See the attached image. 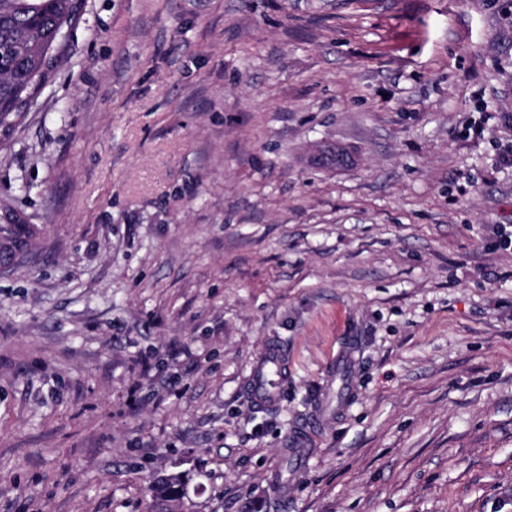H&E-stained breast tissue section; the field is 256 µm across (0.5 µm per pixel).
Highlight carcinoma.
<instances>
[{"mask_svg":"<svg viewBox=\"0 0 512 512\" xmlns=\"http://www.w3.org/2000/svg\"><path fill=\"white\" fill-rule=\"evenodd\" d=\"M82 0H0V144L20 124L27 106L44 89L56 54L65 44ZM30 237L25 224L0 223V241ZM182 472L155 476L147 487L148 512H167L185 497Z\"/></svg>","mask_w":512,"mask_h":512,"instance_id":"cac0c4a2","label":"carcinoma"}]
</instances>
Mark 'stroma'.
I'll return each mask as SVG.
<instances>
[{
    "label": "stroma",
    "instance_id": "1",
    "mask_svg": "<svg viewBox=\"0 0 512 512\" xmlns=\"http://www.w3.org/2000/svg\"><path fill=\"white\" fill-rule=\"evenodd\" d=\"M511 150L512 0H83L0 150L38 229L0 272V512H144L170 471L177 512H512ZM288 374V353L279 342L267 343L253 364L247 395L260 408L275 406ZM187 477L183 472L155 476L147 487L146 512H165L172 502L185 497ZM148 509V511H147Z\"/></svg>",
    "mask_w": 512,
    "mask_h": 512
}]
</instances>
